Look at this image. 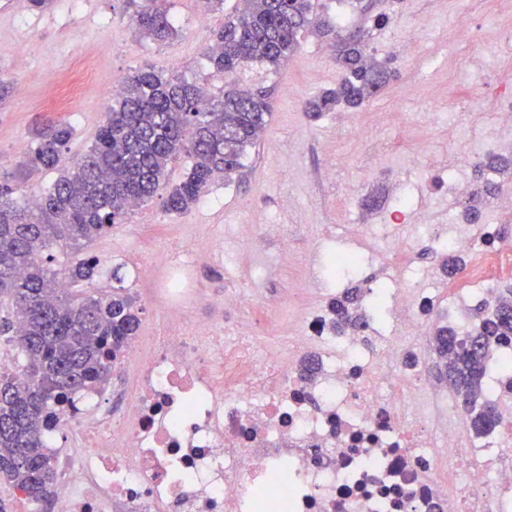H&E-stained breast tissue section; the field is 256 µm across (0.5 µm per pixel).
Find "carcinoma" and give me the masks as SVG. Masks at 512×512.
Returning <instances> with one entry per match:
<instances>
[{"mask_svg":"<svg viewBox=\"0 0 512 512\" xmlns=\"http://www.w3.org/2000/svg\"><path fill=\"white\" fill-rule=\"evenodd\" d=\"M167 2L126 0L141 36L158 43L178 36ZM314 27L336 34V20L317 14L312 0H238L215 32L209 56L214 72L224 75L219 92L205 95L183 77L141 69L124 81L80 158L64 155L72 129L47 125L17 170L0 180V336L26 361L24 384L0 374V479L30 501L46 505L54 499L55 454L44 435L57 425L56 407L107 382L140 326L131 296L118 288L110 295L70 292L45 251L58 242L78 249L123 223L133 206L159 195L168 165L183 153L193 164L165 197L169 212L188 210L216 180L240 176L248 150L272 117L271 89L264 82L288 60L298 36ZM336 61V88L307 100L304 111L316 116L340 104L356 108L388 83L386 65L365 57L352 33L337 39ZM510 168L512 158L495 153L477 165L473 205L465 208L470 219L479 217L474 203L497 189L483 171ZM40 170L56 172L54 182L34 203H19L11 182ZM94 268V257H83L69 268L68 280H89ZM363 294L357 285L331 302L339 331L364 321ZM477 316L464 336L437 327L432 346L440 378L465 394L470 426L484 434L498 415L479 394L496 340L512 336V288L499 293L492 308L480 304Z\"/></svg>","mask_w":512,"mask_h":512,"instance_id":"carcinoma-1","label":"carcinoma"}]
</instances>
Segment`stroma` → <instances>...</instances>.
Returning <instances> with one entry per match:
<instances>
[{
  "mask_svg": "<svg viewBox=\"0 0 512 512\" xmlns=\"http://www.w3.org/2000/svg\"><path fill=\"white\" fill-rule=\"evenodd\" d=\"M373 13L388 16L381 30L369 28L350 0H318L329 16L343 13L362 30L373 57L391 77L383 92L364 107L343 106L308 118L304 100L336 86L339 67L329 38L315 31L299 43L275 76L272 118L263 139L250 149L240 179L212 184L188 211L168 212L162 198L139 206L105 236L88 244L86 254L113 256L97 277L75 283L78 291L111 293L121 286L141 310L139 338L152 335L164 309L151 285L127 279L120 255L140 250L151 260L157 250L215 248L216 256L198 267L196 283L207 297L191 316L214 323L225 334L244 331L264 304L278 306V333L287 335L292 313L280 303L288 288L311 298L324 288L350 287V279L330 282L329 258L359 248L348 224H393L396 235L414 232L413 221L392 223L391 207L399 189L413 200V213L447 228L466 221L464 200L448 197L446 184L433 177L439 164L450 163L459 179H474L479 144L498 127L495 94L504 74L489 70L482 85L465 81L468 31L472 24L494 30L511 18L489 9L487 0H371ZM235 0L220 12L199 14L195 0H171L179 30L175 40L159 44L140 37L130 22L125 0H54L38 10L29 0H0V77L13 83V94L0 109V171L22 162L36 129L49 123L72 127L69 157L91 145L114 96L135 70L151 65L188 80L208 82L218 90L224 78L212 74L207 56L212 31L223 25ZM23 48L26 66L17 70L13 52ZM94 61L98 73L83 96L64 110L50 109L44 65L65 67L73 59ZM333 177H324V170ZM269 222L282 225L298 243L324 236L320 255L265 254L263 280L253 278L241 258L240 228Z\"/></svg>",
  "mask_w": 512,
  "mask_h": 512,
  "instance_id": "1",
  "label": "stroma"
}]
</instances>
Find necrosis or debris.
Listing matches in <instances>:
<instances>
[{
  "label": "necrosis or debris",
  "mask_w": 512,
  "mask_h": 512,
  "mask_svg": "<svg viewBox=\"0 0 512 512\" xmlns=\"http://www.w3.org/2000/svg\"><path fill=\"white\" fill-rule=\"evenodd\" d=\"M46 70L54 109L94 75L86 60ZM424 232L481 259L466 276L492 298L490 269L512 262L501 225L474 237ZM415 249L391 242L402 275L390 329L369 321L338 334L325 304L302 313L285 350L183 319L204 300L194 272L209 251L133 256L132 279L156 282L168 324L149 348L125 352L136 373L121 412L100 386L63 405L59 424L77 446L63 461L57 512H512V336L486 375L500 419L474 435L462 396L426 383L438 296L416 276Z\"/></svg>",
  "instance_id": "1"
}]
</instances>
